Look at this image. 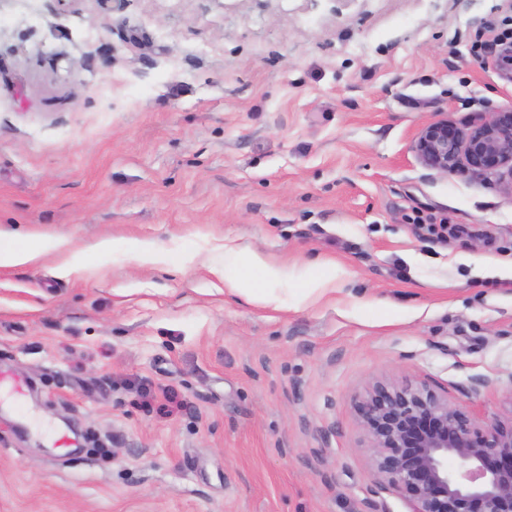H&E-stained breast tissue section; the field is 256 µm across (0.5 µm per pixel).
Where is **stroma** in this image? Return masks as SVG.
Listing matches in <instances>:
<instances>
[{"label": "stroma", "mask_w": 512, "mask_h": 512, "mask_svg": "<svg viewBox=\"0 0 512 512\" xmlns=\"http://www.w3.org/2000/svg\"><path fill=\"white\" fill-rule=\"evenodd\" d=\"M512 0H0V512H411L356 405L424 381L512 416V180L423 125L512 105ZM110 240L104 253L94 246ZM154 242L163 261L138 258ZM74 263L58 269L56 244ZM284 269L224 293L225 246ZM314 260L348 273L298 301ZM49 248L35 243L21 249L0 250V268L24 265L38 260Z\"/></svg>", "instance_id": "1"}]
</instances>
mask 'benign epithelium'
<instances>
[{"label": "benign epithelium", "mask_w": 512, "mask_h": 512, "mask_svg": "<svg viewBox=\"0 0 512 512\" xmlns=\"http://www.w3.org/2000/svg\"><path fill=\"white\" fill-rule=\"evenodd\" d=\"M512 80V44L491 48ZM439 173L512 176V108L460 127L424 125L414 142ZM380 490L394 489L411 512H512V417L480 423L426 382L375 381L357 405Z\"/></svg>", "instance_id": "benign-epithelium-1"}]
</instances>
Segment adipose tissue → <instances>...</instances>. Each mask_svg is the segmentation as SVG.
I'll use <instances>...</instances> for the list:
<instances>
[{"label":"adipose tissue","mask_w":512,"mask_h":512,"mask_svg":"<svg viewBox=\"0 0 512 512\" xmlns=\"http://www.w3.org/2000/svg\"><path fill=\"white\" fill-rule=\"evenodd\" d=\"M280 269L264 253L245 250L239 252L234 266L225 268L224 291L240 295L256 306L271 307L275 296L267 286L270 279L278 276Z\"/></svg>","instance_id":"1"}]
</instances>
